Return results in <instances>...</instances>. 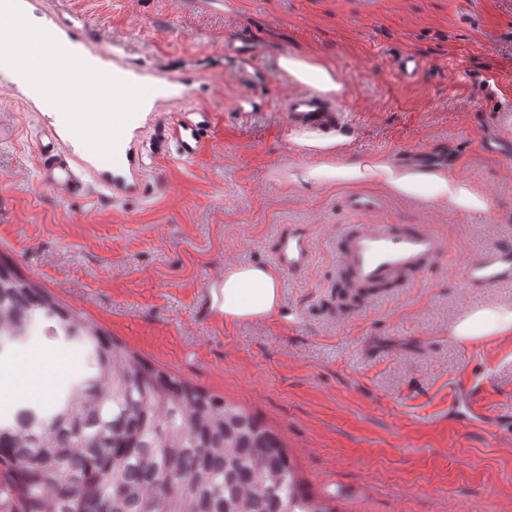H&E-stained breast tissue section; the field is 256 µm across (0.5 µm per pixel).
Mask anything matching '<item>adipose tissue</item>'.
Segmentation results:
<instances>
[{
  "instance_id": "obj_1",
  "label": "adipose tissue",
  "mask_w": 512,
  "mask_h": 512,
  "mask_svg": "<svg viewBox=\"0 0 512 512\" xmlns=\"http://www.w3.org/2000/svg\"><path fill=\"white\" fill-rule=\"evenodd\" d=\"M280 69L292 80L334 95L342 85L333 67L292 54L281 57ZM349 137L337 129L305 128L291 138L295 152L305 157L295 179L313 186L370 183L390 195L408 201L427 199L452 212L488 211L486 195L470 183L449 175L447 168L398 162L375 155L344 162ZM224 297L219 311L228 322L260 320L272 316L280 303L276 270L253 264L229 265L218 280ZM512 333V305L497 304L467 310L450 330L451 336L468 342L483 336Z\"/></svg>"
}]
</instances>
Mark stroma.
<instances>
[{"mask_svg":"<svg viewBox=\"0 0 512 512\" xmlns=\"http://www.w3.org/2000/svg\"><path fill=\"white\" fill-rule=\"evenodd\" d=\"M19 9L32 30L54 31L106 74L158 93L133 104L127 130L140 191L116 208L64 201L39 178L38 131L52 128L91 177L112 168L30 91L22 69L0 71V257L149 363L260 415L308 490L337 512H512V426L448 415L457 387L474 384L484 414L512 419V335L449 334L469 308L512 304V286L473 291L455 273L512 239V165L477 148L490 134L512 144V0H19ZM228 34L255 39L250 80L236 77ZM295 53L334 67L351 156L453 154L449 175L491 201L466 214L388 197L377 221L429 225L449 253L412 287L340 319L325 309L329 240L349 221L340 199L350 189L290 178L304 163L290 137L305 122L283 104L302 86L278 62ZM404 53L425 63L411 84L396 70ZM191 107L208 116V151L150 166L157 129ZM287 224L307 225L318 249L304 278L281 276L277 312L207 318L205 282L230 264H269L267 246ZM32 355L55 390L87 371L83 349L39 323L0 356V383L16 388L0 413L29 401L20 364ZM62 357L71 369L52 371Z\"/></svg>","mask_w":512,"mask_h":512,"instance_id":"1","label":"stroma"}]
</instances>
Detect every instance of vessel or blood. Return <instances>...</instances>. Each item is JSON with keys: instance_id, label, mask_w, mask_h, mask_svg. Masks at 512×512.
Instances as JSON below:
<instances>
[{"instance_id": "vessel-or-blood-1", "label": "vessel or blood", "mask_w": 512, "mask_h": 512, "mask_svg": "<svg viewBox=\"0 0 512 512\" xmlns=\"http://www.w3.org/2000/svg\"><path fill=\"white\" fill-rule=\"evenodd\" d=\"M131 96L124 84L113 85L111 92L96 96V111L71 112L67 118L75 134L89 126L111 134V192H92L84 170L72 165L55 146L51 131L39 134L38 162L42 183L65 200L96 194L99 200L120 203L129 186L121 175L125 165L124 134L135 119L127 106ZM286 111L310 117L324 125L337 120L333 109L313 92H300L288 98ZM164 136L174 143L176 158L182 162L196 160L208 144L201 123L184 118L169 125ZM348 214L356 216L353 224L340 225L331 245L336 254L334 293L328 309L336 315L358 311L368 301L391 294L395 289L421 278L433 269L448 252L444 238L424 224L364 223V216L381 211L383 199L371 192H353L343 199ZM272 262L284 275L300 279L312 269L316 253L313 233L302 224L284 225L270 243ZM467 288L481 290L512 285V241L505 239L459 268Z\"/></svg>"}]
</instances>
